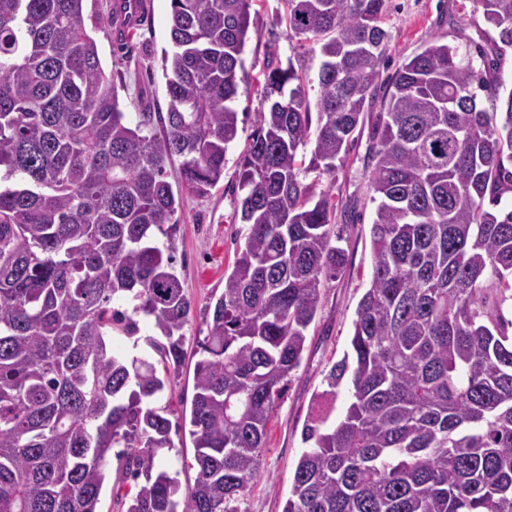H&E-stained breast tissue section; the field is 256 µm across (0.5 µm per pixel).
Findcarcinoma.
Wrapping results in <instances>:
<instances>
[{"mask_svg":"<svg viewBox=\"0 0 512 512\" xmlns=\"http://www.w3.org/2000/svg\"><path fill=\"white\" fill-rule=\"evenodd\" d=\"M253 2L171 0L168 109L134 118L84 0H0V512H98L112 477L135 482L124 512H239L322 281L345 264L336 204L316 187L380 88L372 278L283 512H512V338L485 295L512 290V87L498 71L512 0H473L497 30L491 51L430 40L384 86L386 0H285L289 39L321 63L313 80L291 58L264 74L238 171L247 233L181 416L195 444L185 495L159 461L173 444L158 402L191 309L165 163L180 158L197 195L224 178ZM139 316L156 334L139 336ZM115 334L157 362L113 350Z\"/></svg>","mask_w":512,"mask_h":512,"instance_id":"obj_1","label":"carcinoma"}]
</instances>
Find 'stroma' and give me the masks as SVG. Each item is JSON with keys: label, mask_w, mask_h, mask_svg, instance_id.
I'll use <instances>...</instances> for the list:
<instances>
[{"label": "stroma", "mask_w": 512, "mask_h": 512, "mask_svg": "<svg viewBox=\"0 0 512 512\" xmlns=\"http://www.w3.org/2000/svg\"><path fill=\"white\" fill-rule=\"evenodd\" d=\"M112 0H84L85 22L99 50L105 72L120 71L118 94L124 109L135 112L137 97L147 98L155 111L166 112L168 97L164 76V53L170 48V0H149L150 15L130 43L124 60L116 59L106 23ZM243 54L247 86L237 98L242 132L225 157L224 177L205 197L182 191V205L175 215L177 234L175 267L191 302L189 321L183 329L185 358L172 374L163 400L169 405L171 421H178L190 407L194 394V365L197 342L206 336V320L216 298L224 289V273L230 270L246 229L236 214L241 196L237 163L248 142V134L263 106L262 87L268 63L295 56L282 20V0H255ZM384 27L389 34L385 68L394 72L407 57L419 52L432 38L456 44L492 36L481 11L472 0H387ZM379 104L365 111L356 130L357 139L335 178H322L321 189L330 191L339 213L335 219L346 251V264L336 278L321 289L317 315L307 331L306 350L298 370L277 403L267 428L260 469L250 490L239 503L240 512H282L294 470L305 449L302 430L313 410L315 396L327 388L331 367L350 351L352 323L360 299L369 286L373 256L370 227L375 217L371 201L370 154L373 124ZM171 451L163 459L175 472L181 486L192 485L195 448L187 430L172 429Z\"/></svg>", "instance_id": "obj_1"}]
</instances>
